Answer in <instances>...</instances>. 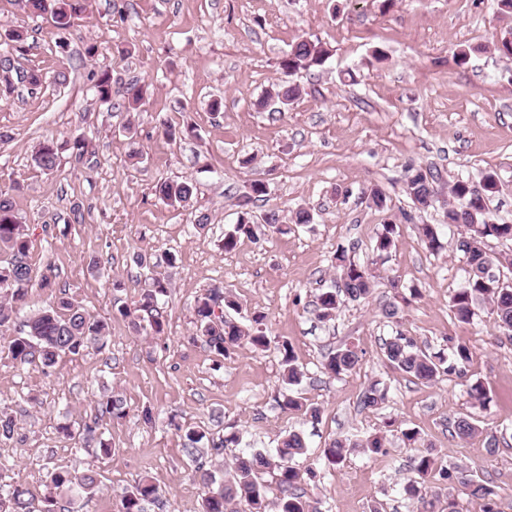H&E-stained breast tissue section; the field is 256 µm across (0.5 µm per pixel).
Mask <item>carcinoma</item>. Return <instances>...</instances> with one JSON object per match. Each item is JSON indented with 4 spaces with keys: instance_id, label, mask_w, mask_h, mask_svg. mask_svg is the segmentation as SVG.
<instances>
[{
    "instance_id": "carcinoma-1",
    "label": "carcinoma",
    "mask_w": 512,
    "mask_h": 512,
    "mask_svg": "<svg viewBox=\"0 0 512 512\" xmlns=\"http://www.w3.org/2000/svg\"><path fill=\"white\" fill-rule=\"evenodd\" d=\"M25 7L38 14L50 13L55 28L66 30L71 27V19L79 9V0H25ZM328 57L329 50L321 43L301 40L282 56L279 67L291 76L301 70L322 66ZM23 78L28 79L31 90L38 89L43 82L42 75L36 70L16 73L6 69L0 71V82L7 89L12 87V80ZM90 81L98 101L113 109L137 110L145 103L147 89L136 82L125 87L123 101H112V74L108 70L92 73ZM299 93V86L281 84L279 89L269 94V98L287 107ZM66 147L77 162L88 160L92 154L90 142L84 137L66 143ZM58 160L59 147L52 141L40 146L32 157L34 165L43 171L57 168ZM441 178V173L431 168L408 169L404 192L415 209L426 210L438 201L437 183ZM500 190L501 184L493 173L485 174L477 186L463 179L448 185L450 201L446 218L448 224L461 229L457 248L463 252L465 264L470 267L485 269L492 265L512 269V255L505 253L493 258L484 250L485 242L489 239L512 240V224L496 222L488 207L489 200ZM156 195L168 204L184 207L193 198L194 185L166 180L157 184ZM266 196L267 187L263 182L250 184V189L238 202L240 211L236 224L224 232V251L234 250L244 237L258 238V231L264 228L274 233L288 232L279 211L269 209L258 215L252 209L254 202ZM395 235L396 224L391 221L383 224L376 236L374 258L366 264L348 258L344 248L336 250L337 284L324 289L315 301V312L320 320L335 318L345 302L366 299L373 293L378 285L377 264L385 260L395 245ZM421 236L429 251L437 253L442 249L436 226L421 225ZM28 252L29 241L24 226L17 220L10 198L0 193V291L5 292V299L0 301V328L9 323L15 305L24 303L32 289L52 287L50 277L44 273L37 274L29 264ZM145 284L138 305L132 310L121 308L119 313L131 318L136 330L160 335L164 333L165 321L158 300L168 293L171 281L167 276L153 273L145 279ZM480 303L489 306V313L493 315L499 332L512 340V287L498 279L468 274L464 284L450 297L451 311L458 321L469 323ZM231 310L237 311L239 306L220 288L211 290L197 300V332L205 338L215 355L223 357L243 341L262 350L273 344L263 330V316L254 317L252 325L244 327L227 317ZM24 327L25 335L8 338L7 353L18 365L37 359L46 372L63 355H76L89 346L103 350L108 343V324L96 319L64 295L59 297L55 306L31 312ZM273 345L283 367L282 379L288 385V391L278 401L279 407L285 412H301L313 420L319 419L320 408L304 402L299 396L297 386L301 385L305 373L295 364L291 346L286 341ZM383 354L387 366L420 383L437 382L453 375L461 378L473 358V350L465 341L448 338L445 347L434 350L420 345L416 338L401 331L385 340ZM360 362L358 348L353 344L346 345L324 356L321 373L330 379H339L354 371ZM387 393V388L374 383L361 394L359 406L364 410H376L388 400ZM467 395L473 407L481 411L487 410L492 401L488 389L478 381L468 386ZM126 415L122 396L112 390H103L98 401V415L92 422L84 424L80 433L83 443L99 448L106 456L110 455L111 443L97 433L99 420L103 416L122 419ZM483 432L486 433V453L493 455L498 451L501 439L489 430V425L483 424V420L475 416L457 418L451 436L466 441ZM182 438L184 449L195 459L204 453L219 456L224 448L237 441L234 435L215 440L201 427L186 429ZM306 448L302 434L292 430L281 440L272 456L254 452L237 457L220 477L212 472L204 473L203 486L207 491L202 512H237L236 505L241 501L248 504L251 512H319L316 502L306 496L303 488L305 484L316 482L318 472L311 467L302 470L296 465V458L304 455ZM357 449L368 455L384 456L387 454L385 437L374 434L355 442L348 438L335 439L324 448L323 455L328 463L339 465L348 452ZM266 470L274 474L278 484L280 496L275 502L268 500L265 486L259 481V474ZM412 470L416 477L404 484L403 493L413 504L422 507L429 505L427 494L430 482L437 477L443 482L453 483L457 491L480 501L481 512H497V492L493 481L479 477L473 469L462 468L452 473L439 465L437 458L427 451L413 459ZM97 489L96 474L90 469L81 473L56 469L49 475V491L44 496L41 512H60L57 498L62 495H92ZM157 498L156 487L143 479L124 493L121 512H147L146 504L155 502ZM29 505L27 488L11 485L5 489L0 486V512H30Z\"/></svg>"
}]
</instances>
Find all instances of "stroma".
Segmentation results:
<instances>
[{
	"label": "stroma",
	"mask_w": 512,
	"mask_h": 512,
	"mask_svg": "<svg viewBox=\"0 0 512 512\" xmlns=\"http://www.w3.org/2000/svg\"><path fill=\"white\" fill-rule=\"evenodd\" d=\"M0 23L27 35L30 50L15 66L40 70L45 80L37 92L20 85L0 97V189L27 228L30 263L56 283L33 289L25 307L55 305L64 292L110 329L105 350L61 356L48 373L37 363L15 364L0 346V411L14 416L20 433L0 442V480L29 488L32 512H41L49 474L60 467L98 474L96 493L70 512H120L124 492L144 478L159 492L147 512H202L203 470L272 451L291 430L306 437L301 465L321 474L307 488L321 512L377 505L410 512L402 487L416 451L397 436H388L383 457L355 451L333 467L323 456L331 440L366 437L389 420L419 430L443 465L483 472L497 488L499 512H512V446L491 456L483 437L463 444L449 433L457 417L472 413L466 386L475 381L492 396L487 422L512 433V341L499 339L487 308L469 324L454 318L449 297L465 267L457 230L442 207L413 210L403 191L411 167L436 168L448 183L492 171L502 189L489 207L512 223V58L494 50L512 32V17L498 12L496 0H85L62 31L21 0H0ZM304 39L320 41L330 56L285 76L279 59ZM463 47L470 59L460 66L455 54ZM377 49L383 61L373 59ZM105 69L113 91L146 84L148 104L138 112L101 104L88 76ZM287 81L299 85V99L281 114L259 108ZM218 97L224 107L216 114L210 103ZM166 124L193 132L169 140ZM78 135L91 142L90 164L65 152L54 171L34 167L44 140ZM162 180L192 182L190 205L162 202L155 194ZM255 180L267 186L268 207L287 218L304 206L313 221L224 251L237 200ZM374 186L387 209L369 205ZM202 213L210 222L200 228ZM387 221L397 236L379 268L382 284L368 299L345 303L334 320L318 321L313 301L336 276L337 248L366 261ZM422 224L438 225L440 254L421 243ZM167 253L176 264L159 301L165 332L136 334L118 309L140 300L148 270L137 258ZM389 279L420 291L394 324L381 315L392 297ZM213 288L237 297V323L265 314L270 338L288 341L306 374L300 392L320 407L319 421L278 408L284 385L276 350L243 344L222 358L196 337L195 306ZM398 330L436 348L449 336L465 340L474 351L466 377L422 384L388 369L381 344ZM346 343L362 350L360 367L338 380L323 375L324 355ZM375 381L387 387V405L361 409L359 397ZM105 386L129 408L126 418L102 422L108 456L78 438ZM180 424L216 438L234 432L241 443L198 462L183 447ZM63 425L71 436L60 433Z\"/></svg>",
	"instance_id": "1"
}]
</instances>
